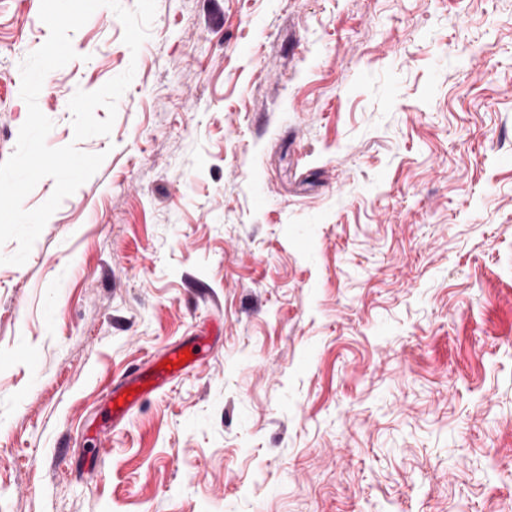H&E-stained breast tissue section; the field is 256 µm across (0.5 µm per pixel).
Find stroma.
<instances>
[{"mask_svg": "<svg viewBox=\"0 0 512 512\" xmlns=\"http://www.w3.org/2000/svg\"><path fill=\"white\" fill-rule=\"evenodd\" d=\"M39 8L0 0V162ZM122 38L97 9L38 96L106 158L0 265V512H512V0H157ZM207 346L205 340L201 338L189 350L178 347L170 349L155 370L131 372L127 379L112 388V408L110 409L112 423L129 420L135 407L149 395L155 393L163 384L171 379L185 376L194 370L200 354ZM183 351H190V357L189 360L180 364V359L184 356ZM167 360L176 362V366L164 367ZM129 388L140 389V392L130 393V396H127L126 392ZM115 402H118L119 408H115Z\"/></svg>", "mask_w": 512, "mask_h": 512, "instance_id": "obj_1", "label": "stroma"}]
</instances>
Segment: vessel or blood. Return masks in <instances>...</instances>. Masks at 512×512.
<instances>
[{
    "instance_id": "vessel-or-blood-1",
    "label": "vessel or blood",
    "mask_w": 512,
    "mask_h": 512,
    "mask_svg": "<svg viewBox=\"0 0 512 512\" xmlns=\"http://www.w3.org/2000/svg\"><path fill=\"white\" fill-rule=\"evenodd\" d=\"M205 347L206 342L201 339L187 353L178 347L170 349L166 354L170 361L169 366H160L151 371L131 372L127 379L112 389L115 406L111 408L110 413L113 421L119 423L129 419L135 407L155 393L163 384L194 370Z\"/></svg>"
}]
</instances>
